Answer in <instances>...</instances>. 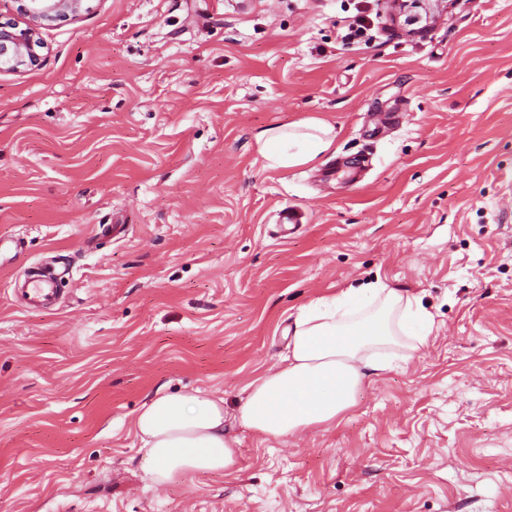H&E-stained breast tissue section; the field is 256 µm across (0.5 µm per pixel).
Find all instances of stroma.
<instances>
[{
    "label": "stroma",
    "mask_w": 512,
    "mask_h": 512,
    "mask_svg": "<svg viewBox=\"0 0 512 512\" xmlns=\"http://www.w3.org/2000/svg\"><path fill=\"white\" fill-rule=\"evenodd\" d=\"M39 41L0 64V512H512V0H85ZM309 119L331 148L269 168ZM378 278L427 344L336 426L242 428L298 308ZM183 388L237 464L154 485L131 420ZM335 137L331 125L310 121L263 130L256 140L269 167L285 168L314 161L331 147ZM14 290L26 298L27 307L32 310L51 311L60 302L55 275L47 262L24 281L16 282Z\"/></svg>",
    "instance_id": "1"
}]
</instances>
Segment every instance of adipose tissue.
Listing matches in <instances>:
<instances>
[{"mask_svg": "<svg viewBox=\"0 0 512 512\" xmlns=\"http://www.w3.org/2000/svg\"><path fill=\"white\" fill-rule=\"evenodd\" d=\"M331 125L311 121L261 131L269 167L307 164L332 145ZM435 328L418 297L383 281L348 286L300 308L288 328V353L258 375L239 409L241 427L280 438L332 426L355 407L365 382L389 369L386 349L414 354ZM142 471L165 485L232 470L233 438L224 430V400L201 389L157 391L134 419Z\"/></svg>", "mask_w": 512, "mask_h": 512, "instance_id": "1", "label": "adipose tissue"}]
</instances>
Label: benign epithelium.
Listing matches in <instances>:
<instances>
[{
    "instance_id": "benign-epithelium-1",
    "label": "benign epithelium",
    "mask_w": 512,
    "mask_h": 512,
    "mask_svg": "<svg viewBox=\"0 0 512 512\" xmlns=\"http://www.w3.org/2000/svg\"><path fill=\"white\" fill-rule=\"evenodd\" d=\"M84 0H24L19 11L26 18V27L0 24V57L9 53L18 65L35 60L36 36L45 20L80 13Z\"/></svg>"
}]
</instances>
